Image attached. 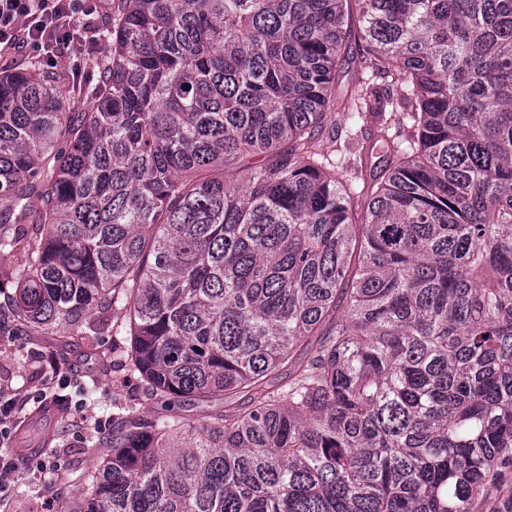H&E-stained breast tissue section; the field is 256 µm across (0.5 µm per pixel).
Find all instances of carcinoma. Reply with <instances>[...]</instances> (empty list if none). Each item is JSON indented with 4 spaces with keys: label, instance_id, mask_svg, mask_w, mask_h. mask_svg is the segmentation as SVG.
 I'll use <instances>...</instances> for the list:
<instances>
[{
    "label": "carcinoma",
    "instance_id": "1",
    "mask_svg": "<svg viewBox=\"0 0 512 512\" xmlns=\"http://www.w3.org/2000/svg\"><path fill=\"white\" fill-rule=\"evenodd\" d=\"M347 4L384 98L336 97ZM108 36L89 112L0 76V295L122 310L143 391L224 412L112 414L85 512H512V0H118ZM346 108L378 136L326 151Z\"/></svg>",
    "mask_w": 512,
    "mask_h": 512
}]
</instances>
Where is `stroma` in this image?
Listing matches in <instances>:
<instances>
[{
	"label": "stroma",
	"mask_w": 512,
	"mask_h": 512,
	"mask_svg": "<svg viewBox=\"0 0 512 512\" xmlns=\"http://www.w3.org/2000/svg\"><path fill=\"white\" fill-rule=\"evenodd\" d=\"M108 54V41L100 40L81 67L63 58L51 69L68 92L71 105L80 111H90L95 104L98 64ZM103 318L94 309L82 324L47 330L9 314L0 317V384L20 393L32 392L55 368L67 369L80 377L77 397L94 413L93 419L83 420L71 404L46 413L31 406L23 411L21 419L33 439L46 433L51 436L50 446L41 449L47 466L35 472L21 469L10 481V493L0 504V512H79L85 499L83 473L107 454L106 449L89 447L88 441L101 432L113 406L161 412L160 403L149 399L130 373L122 344L98 332ZM36 349L45 353L46 363L32 361Z\"/></svg>",
	"instance_id": "obj_1"
}]
</instances>
